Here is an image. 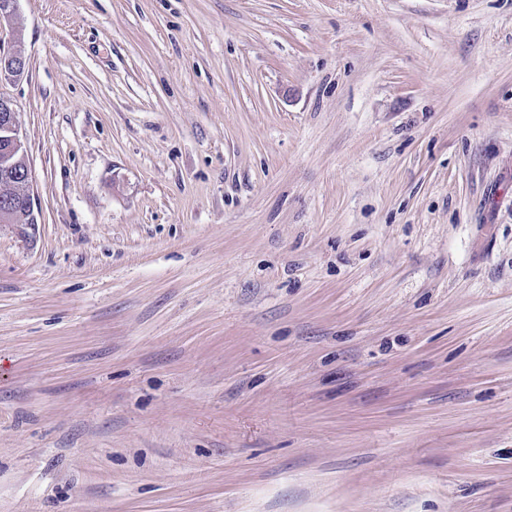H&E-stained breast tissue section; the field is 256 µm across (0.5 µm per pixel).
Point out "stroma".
<instances>
[{"instance_id":"obj_1","label":"stroma","mask_w":512,"mask_h":512,"mask_svg":"<svg viewBox=\"0 0 512 512\" xmlns=\"http://www.w3.org/2000/svg\"><path fill=\"white\" fill-rule=\"evenodd\" d=\"M0 512H512V0H18ZM20 129L19 112H7L6 117L2 121L0 120V168L8 173L17 157L26 159V165L22 173L19 174L20 181L15 184L14 191L27 220L24 218L25 223H17L18 210L11 204H5L0 207V224L15 226L21 234L25 235L26 229L34 228L38 223L35 213L36 197L32 174Z\"/></svg>"}]
</instances>
